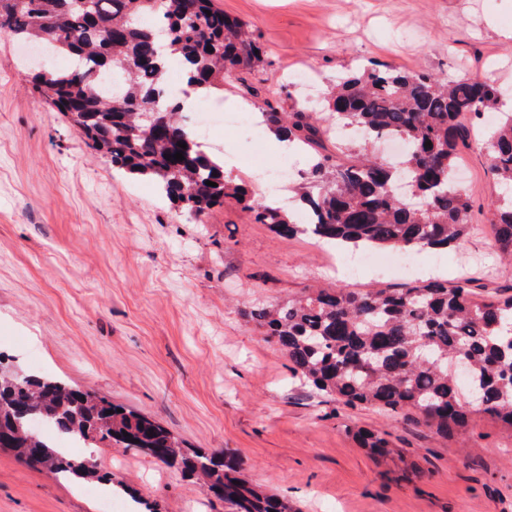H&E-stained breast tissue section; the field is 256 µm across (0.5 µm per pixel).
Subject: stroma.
I'll return each mask as SVG.
<instances>
[{
  "label": "stroma",
  "mask_w": 512,
  "mask_h": 512,
  "mask_svg": "<svg viewBox=\"0 0 512 512\" xmlns=\"http://www.w3.org/2000/svg\"><path fill=\"white\" fill-rule=\"evenodd\" d=\"M250 25L264 50L256 71L225 79L196 113L211 125L200 143L230 160L229 179L267 198L263 170L308 154L282 152L272 133L256 147L224 127L230 102L309 109L311 89L370 64L423 68L455 78L505 74L512 86V0H214ZM26 46L0 33V363L52 376L150 416L186 446L228 455L244 475L296 512H512V431L477 419L446 438L402 416L349 408L295 376L286 355L245 316L255 304L287 303L314 285L363 289L435 274L471 277L477 296L512 292L487 226L493 188L487 161L463 148L461 180L478 232L443 261L413 269L369 264L337 270L343 251L308 236L283 237L252 223L225 198L199 219L180 213L147 179L112 167L88 148L68 117L38 100ZM310 68L312 86L289 83ZM371 431L393 452L359 445ZM98 462L72 485L0 448V512H101L112 481L115 512H201L224 505L180 471L140 452L71 443Z\"/></svg>",
  "instance_id": "1"
}]
</instances>
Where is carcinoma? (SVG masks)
Instances as JSON below:
<instances>
[{
  "mask_svg": "<svg viewBox=\"0 0 512 512\" xmlns=\"http://www.w3.org/2000/svg\"><path fill=\"white\" fill-rule=\"evenodd\" d=\"M15 2L0 0V31L28 44L50 36L57 42L52 52L73 61L69 69L35 74L42 100L68 116L112 167L153 179L190 216L232 196L254 223L280 236L307 234L351 252L446 251L476 229L471 198L454 178L459 145L472 135L480 138L494 185L512 189V113L482 125L506 87L376 65L337 78L321 119L302 111L262 113L269 131L314 155L296 191L312 221L297 224L283 207L255 201L245 186L226 180L224 167L175 119L182 106L164 93L174 62L188 83L215 88L259 67L264 52L245 22L213 0H85L81 6L77 0H23L19 9ZM161 30L169 36L158 54ZM146 111L165 122L148 127L141 120ZM325 122L361 134L346 160L321 152ZM178 152L184 160L165 158ZM488 208L495 248L511 261L512 192L492 196ZM247 316L284 352L296 375L348 407L414 415L446 437L467 435L477 416L512 430V328L505 326L512 324V295L478 299L467 278L450 286L432 277L399 288H323L277 309L253 308ZM457 357L469 368L464 380L450 368ZM117 409L58 380L0 371V448L50 472L96 473L94 464L68 461L34 435L30 421L37 419L85 444L162 453L166 466L202 482L231 512H294L288 501L243 478L235 459L190 452L150 417ZM360 440L374 454L388 453L378 433H362Z\"/></svg>",
  "mask_w": 512,
  "mask_h": 512,
  "instance_id": "obj_1",
  "label": "carcinoma"
}]
</instances>
